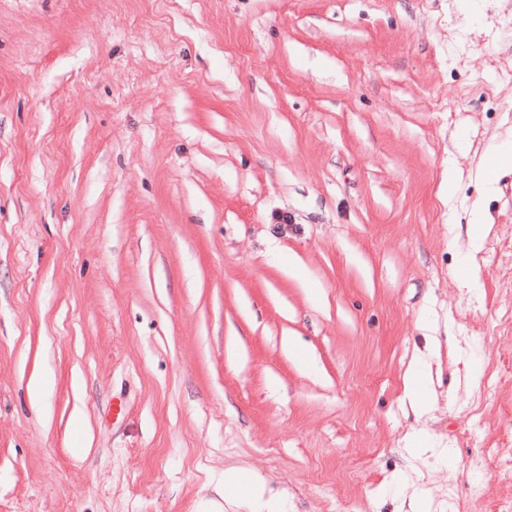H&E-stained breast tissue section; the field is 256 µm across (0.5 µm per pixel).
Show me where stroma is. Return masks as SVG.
Listing matches in <instances>:
<instances>
[{"label":"stroma","mask_w":512,"mask_h":512,"mask_svg":"<svg viewBox=\"0 0 512 512\" xmlns=\"http://www.w3.org/2000/svg\"><path fill=\"white\" fill-rule=\"evenodd\" d=\"M503 144L512 0H0V512H512Z\"/></svg>","instance_id":"35a3bbf8"}]
</instances>
